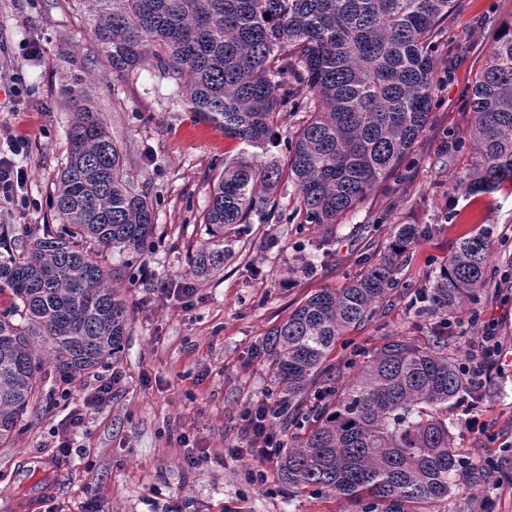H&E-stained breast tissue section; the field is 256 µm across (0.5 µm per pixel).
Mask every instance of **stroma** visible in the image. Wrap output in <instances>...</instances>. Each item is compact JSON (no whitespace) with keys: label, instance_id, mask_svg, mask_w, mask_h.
I'll return each mask as SVG.
<instances>
[{"label":"stroma","instance_id":"stroma-1","mask_svg":"<svg viewBox=\"0 0 512 512\" xmlns=\"http://www.w3.org/2000/svg\"><path fill=\"white\" fill-rule=\"evenodd\" d=\"M512 0H461L448 16L436 53L440 82L428 124L400 171L374 189L339 224L305 223L291 184L274 193L275 216H252L224 234L232 251L220 273L192 276L189 258L206 241L210 186L241 146L198 120L173 81L152 65L119 78L101 61L76 0H0V152L25 139L15 156L27 180L0 194V224L15 238L58 227L50 205L66 161L73 117L70 90L82 88L99 107L110 135L124 148L137 191L151 201L153 244L134 259L87 241L83 247L111 270L131 312L116 359L80 382L64 385L43 363L40 389L12 442L0 445V512H26L23 493L46 479L36 512H336L337 505L289 495L268 463L266 481L252 480L244 418L272 401L265 362L252 347L300 301L342 288L379 264L397 225L425 224L430 234L397 260L396 283L381 314L341 338L329 358L337 385L359 370L364 355L395 336L425 344L434 319L419 301L460 237L486 231L487 282L467 330L451 327L448 355L464 362L474 342L494 327L502 355L475 402L492 437L469 432L464 405L448 409L456 442L475 468L459 472L439 512H512V189L466 196L459 179L474 165L471 145L446 152L448 135L466 137L469 91L487 68ZM113 377L112 397L89 411L75 443L62 455L55 432L82 407L87 390ZM202 453L183 459L177 435ZM492 478L478 471L487 454Z\"/></svg>","mask_w":512,"mask_h":512}]
</instances>
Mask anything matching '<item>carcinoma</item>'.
Instances as JSON below:
<instances>
[{"label": "carcinoma", "instance_id": "cac0c4a2", "mask_svg": "<svg viewBox=\"0 0 512 512\" xmlns=\"http://www.w3.org/2000/svg\"><path fill=\"white\" fill-rule=\"evenodd\" d=\"M101 61L118 77L151 62L202 120L238 140L210 191L209 239L191 257L207 278L231 251L224 230L271 218V194L295 188L304 222L338 223L394 175L428 123L435 54L459 0H76ZM70 98L66 162L54 183L61 227L33 231L18 250L0 225V444L12 440L39 390L40 352L74 382L116 357L129 310L90 239L137 254L154 238L152 203L127 178L123 147L84 90ZM469 136L478 162L461 181L470 196L512 186V23L500 28L471 90ZM303 113L289 160H265L288 105ZM428 229L400 224L385 260L345 288L322 289L257 341L278 399L267 425L292 431L277 449L278 481L343 501V512H433L471 466L448 426V404L473 392L448 357V317L478 301L489 242L460 240L421 295L437 318L424 346L394 337L368 353L343 387L326 361L344 332L377 314L397 259ZM323 387L314 401L308 392Z\"/></svg>", "mask_w": 512, "mask_h": 512}]
</instances>
